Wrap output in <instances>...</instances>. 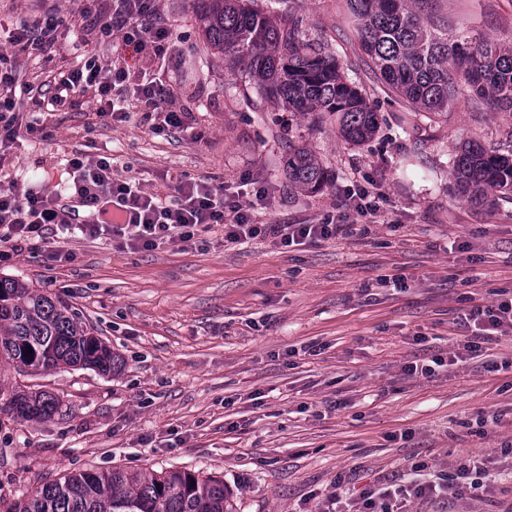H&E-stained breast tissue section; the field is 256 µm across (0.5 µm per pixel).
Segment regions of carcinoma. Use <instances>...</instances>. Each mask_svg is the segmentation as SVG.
<instances>
[{"label": "carcinoma", "instance_id": "carcinoma-1", "mask_svg": "<svg viewBox=\"0 0 512 512\" xmlns=\"http://www.w3.org/2000/svg\"><path fill=\"white\" fill-rule=\"evenodd\" d=\"M414 0H347L361 48L385 87L416 112L441 116L464 90L475 107L486 104L512 118V44L448 35L427 25ZM203 42L233 70L242 67L267 98L315 121L338 124L340 136L361 145L380 127L379 115L344 75L336 59L305 40L299 20L270 15L256 0H197ZM288 180L320 189L328 171L304 146H288ZM458 196L484 205L512 201V156L478 141L453 160ZM33 352H28V349ZM35 372L61 366L103 375L121 370V357L71 307L26 280L0 276V363ZM59 399L39 389L0 387V413L16 421H45ZM0 512H232L224 477L185 469L85 470L43 483L19 497L0 495Z\"/></svg>", "mask_w": 512, "mask_h": 512}]
</instances>
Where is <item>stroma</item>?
Segmentation results:
<instances>
[{
	"instance_id": "35a3bbf8",
	"label": "stroma",
	"mask_w": 512,
	"mask_h": 512,
	"mask_svg": "<svg viewBox=\"0 0 512 512\" xmlns=\"http://www.w3.org/2000/svg\"><path fill=\"white\" fill-rule=\"evenodd\" d=\"M305 38L336 57L379 113L377 135L353 145L335 124L293 116L244 70L226 71L205 50L194 0H159L171 40L163 55L128 59L129 82L150 71L190 113L197 140L156 131L143 112L103 122L94 106L40 111L51 79L72 68V39L103 62L112 40L82 15L83 0H0V19L52 9L67 27L42 61L19 56L16 80L25 136L5 171L51 191L79 151L113 158L146 191L170 198L178 178L224 185L250 199L261 224L355 225L349 238L288 248L268 238L228 245L215 226L188 247L119 250L110 239H66L71 261L41 252L0 262V276L32 283L68 303L119 353L121 372L61 368L0 382L55 394L45 422L0 420V493L33 491L67 473L169 467L223 476L234 512L316 507L337 475L361 489L454 474L460 457L492 455L490 496L418 499L410 512H507L512 507V336L450 365L469 330L465 313L512 296V203L475 206L453 189L458 147L478 140L512 154V118L475 109L469 94L445 116L412 112L366 64L346 0H287ZM449 34L512 43V0H418ZM305 146L329 173L307 192L288 180L289 144ZM379 193L364 217L349 189ZM439 360L432 377L406 366Z\"/></svg>"
}]
</instances>
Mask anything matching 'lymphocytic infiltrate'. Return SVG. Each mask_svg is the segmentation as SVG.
Instances as JSON below:
<instances>
[{
	"mask_svg": "<svg viewBox=\"0 0 512 512\" xmlns=\"http://www.w3.org/2000/svg\"><path fill=\"white\" fill-rule=\"evenodd\" d=\"M85 15L103 35L113 36V47L124 57L147 52L163 53L172 32L157 21L158 0H84ZM63 20L55 13L23 17L0 25V162L17 144L22 132H34L23 123L17 109L15 66L18 54L40 56L46 44L58 38ZM128 78L127 70L102 62L92 52H84L75 67L53 77L55 93L51 106L73 103L76 96L90 95L99 117L112 119L121 109L118 91ZM170 93L150 73H142L134 89L138 104L155 112L161 127L188 131L184 112L165 104ZM66 166L69 179L58 189L35 188L14 177L0 179V261L23 249H40L47 261L65 260L60 234L81 233L111 237L121 250H149L163 244L186 245L201 231L215 226L224 230V241L242 244L262 237L283 247L308 241L349 236L351 225L327 219L315 224H259L253 218L255 202L229 201L223 187L202 181L181 180L172 199L147 192L141 181L119 174L111 158L91 160L72 155ZM83 207L88 217L72 220L74 207ZM467 321L474 328L463 351H451L449 363L461 361L463 353H477L498 337L512 333V297L471 309ZM496 465L492 456L462 457L454 479L440 476L432 481L409 484L392 479L385 486L366 489L358 498L348 496L346 481L337 478L336 489L327 497L328 505L347 506L348 512H404L407 502L417 498L489 493L482 478Z\"/></svg>",
	"mask_w": 512,
	"mask_h": 512,
	"instance_id": "1",
	"label": "lymphocytic infiltrate"
}]
</instances>
